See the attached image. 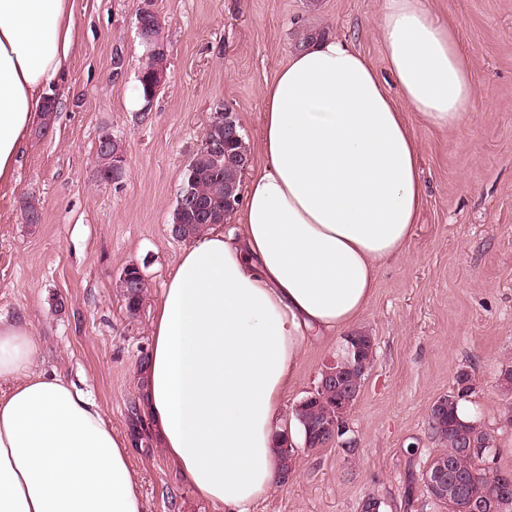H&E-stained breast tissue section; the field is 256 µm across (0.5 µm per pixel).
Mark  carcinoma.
Returning a JSON list of instances; mask_svg holds the SVG:
<instances>
[{
    "label": "carcinoma",
    "instance_id": "obj_1",
    "mask_svg": "<svg viewBox=\"0 0 512 512\" xmlns=\"http://www.w3.org/2000/svg\"><path fill=\"white\" fill-rule=\"evenodd\" d=\"M149 34L158 43L159 51L145 55L139 68L137 78L138 87L143 96L151 93V75L154 69L161 65L166 58V43L164 40L161 18L156 11H148L143 16ZM59 109V101L55 95H49L45 99L41 111L42 126L48 128L53 122ZM201 144L205 146L221 144L226 148L227 156L220 159H210L197 162L187 167L182 180L193 189L194 198L208 207L209 211L216 213L213 221L201 216L193 205L186 207L176 206L171 225L176 227L175 238L189 240L208 225L222 224L234 211L235 207L224 203L226 192L233 189L242 191V175L244 170L239 159L249 156L245 138L228 140L224 129V116L218 115L212 120L206 129ZM119 151V143L111 141L107 150H97V177L103 182L111 181L112 155ZM22 216L28 224L41 222V211L35 200L25 199L22 203ZM122 296L126 309L130 315L137 314L144 301V294H140L129 288L126 280L119 279ZM373 337L364 331H356L344 337V346L354 345L358 347L359 355L368 359L373 356L371 349ZM334 368L338 371V379L327 378L318 381L313 392L298 402L293 408L294 417L298 423L303 442L310 448H319L330 442V437L319 431V427L337 417L339 408V389L336 382L344 383L348 390L359 394L365 381L364 373L356 361L348 358V352H343L336 360ZM474 392L471 375L466 371L457 374L455 386L448 392V405H446L436 425L431 427L436 441L442 446L429 466H434L444 459H451L457 468L465 473H476L478 478L465 484L448 482L431 490H426L428 497L434 501L448 506V512H475L479 504L488 496L489 490L501 485L504 480V472L488 470L480 466L483 457L477 453L463 454L460 449L464 446L471 448H486L492 441L488 432L478 421H463L459 417L458 409L461 402ZM294 448L292 443L284 441L277 449L279 458V472L282 478L291 474V457Z\"/></svg>",
    "mask_w": 512,
    "mask_h": 512
}]
</instances>
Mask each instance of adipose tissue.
Segmentation results:
<instances>
[{
    "mask_svg": "<svg viewBox=\"0 0 512 512\" xmlns=\"http://www.w3.org/2000/svg\"><path fill=\"white\" fill-rule=\"evenodd\" d=\"M402 103L343 40L291 54L263 92V166L228 232L181 251L151 327L139 405L183 482L219 512L278 483L283 398L305 349L349 332L424 203L412 119L448 132L475 87L426 0H385ZM70 0H0V184L74 47ZM28 322L0 317V512H143L128 443L58 372Z\"/></svg>",
    "mask_w": 512,
    "mask_h": 512,
    "instance_id": "adipose-tissue-1",
    "label": "adipose tissue"
}]
</instances>
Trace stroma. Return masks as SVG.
<instances>
[{"instance_id":"stroma-1","label":"stroma","mask_w":512,"mask_h":512,"mask_svg":"<svg viewBox=\"0 0 512 512\" xmlns=\"http://www.w3.org/2000/svg\"><path fill=\"white\" fill-rule=\"evenodd\" d=\"M467 52L473 107L447 134L412 124L425 201L405 256L383 263L357 327L375 360L345 417L357 453L337 441L305 448L294 436L292 473L252 512H447L421 476L441 446L430 408L459 372L469 404L494 438L493 468L512 472V0H426ZM385 0H154L170 62L150 106L131 109L143 56L135 18L143 0H73L76 49L52 86L60 102L48 130L33 126L12 184L0 187V315L25 318L39 340L35 367L57 371L131 433L140 361L157 304L185 241L169 232L182 172L217 111L235 113L259 167L263 89L304 34L334 35L391 81L379 21ZM111 133L126 171L96 177V146ZM42 220L25 223L23 198ZM137 265L148 288L129 316L118 284ZM343 343L307 349L285 411L316 386ZM145 512H217L181 484L150 429L129 448Z\"/></svg>"}]
</instances>
